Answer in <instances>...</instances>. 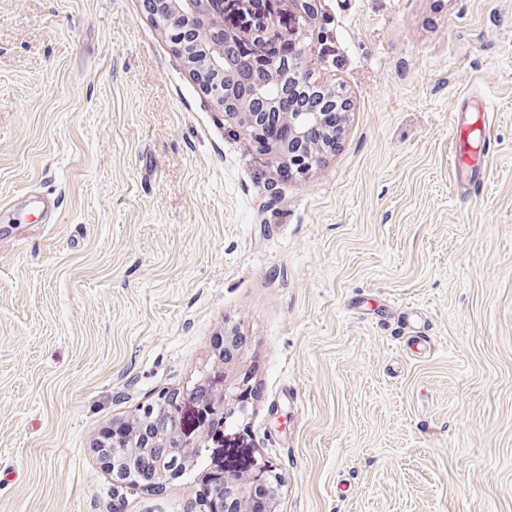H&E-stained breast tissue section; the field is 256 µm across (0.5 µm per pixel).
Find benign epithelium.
<instances>
[{
  "mask_svg": "<svg viewBox=\"0 0 512 512\" xmlns=\"http://www.w3.org/2000/svg\"><path fill=\"white\" fill-rule=\"evenodd\" d=\"M293 8V25L288 32L254 35L245 30L224 26V0H153L158 16L172 15L173 23L185 30V37L174 42V50L189 72L202 86L211 101L224 109L227 116L249 131L262 144L272 163L298 172L307 171L319 158L335 145L336 134L331 132L317 142H310V128L326 129L327 111L301 109L272 112L278 100L269 96L268 88L279 85L280 98L288 96L289 84L285 79L304 82L309 78L306 65V39L312 37L317 26L316 0H288ZM329 108L346 110L349 102L336 91V86L321 83ZM288 126V141L263 140V129L270 117ZM160 401L167 408L163 426L138 420L127 444L128 454L109 453L112 481L124 485L131 467L140 454H149L163 448L166 454L191 461L194 448L190 447L181 428L180 394H161ZM239 465L224 469V482L202 492L188 512H214L212 503L221 500L231 506L232 512H253L248 505L255 493L273 494L279 485V476L264 459H257L240 448L225 449ZM181 467H172L160 458L154 467L145 469L156 487L179 473Z\"/></svg>",
  "mask_w": 512,
  "mask_h": 512,
  "instance_id": "benign-epithelium-1",
  "label": "benign epithelium"
}]
</instances>
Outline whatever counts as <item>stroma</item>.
I'll return each instance as SVG.
<instances>
[{
	"instance_id": "stroma-1",
	"label": "stroma",
	"mask_w": 512,
	"mask_h": 512,
	"mask_svg": "<svg viewBox=\"0 0 512 512\" xmlns=\"http://www.w3.org/2000/svg\"><path fill=\"white\" fill-rule=\"evenodd\" d=\"M335 150L283 175L143 0H0V512H512V0H317ZM495 125L465 172L453 119ZM483 183L463 198L461 180ZM180 393L203 464L123 488L100 432ZM224 449L229 458L242 461V464L226 467L224 482L204 490L187 512H203L206 505L209 512H216L212 503L218 499L225 500V508H231L233 512H253L248 505L257 491L267 493L268 497L274 489L276 492L280 478L264 459L246 456L242 448ZM230 503H233L232 507Z\"/></svg>"
}]
</instances>
